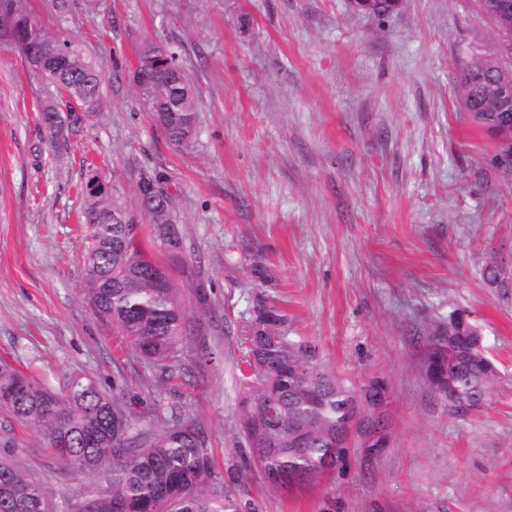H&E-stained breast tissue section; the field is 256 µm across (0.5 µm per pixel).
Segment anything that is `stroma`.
Returning a JSON list of instances; mask_svg holds the SVG:
<instances>
[{"mask_svg": "<svg viewBox=\"0 0 512 512\" xmlns=\"http://www.w3.org/2000/svg\"><path fill=\"white\" fill-rule=\"evenodd\" d=\"M79 39L104 78L97 111L75 110L66 147L51 148L41 107L59 102L0 44V364L50 384L120 383L161 428L171 411L206 438L205 495L242 512H512V287H491L488 261L512 269V181L487 159L493 139L455 92L494 25L473 0H403L370 18L349 0H30ZM182 44L199 96L196 133L169 143L130 79L141 41ZM95 165L112 204L167 272L201 332L159 379L84 290L78 187ZM167 176L180 249L152 240L141 172ZM261 263L268 279L252 273ZM284 309L334 374L386 381V444L350 442L335 473L285 492L241 445L243 355L254 296ZM461 312L499 377L481 407L457 410L427 386L425 323ZM12 433L18 463L76 504L102 478L66 472L41 439Z\"/></svg>", "mask_w": 512, "mask_h": 512, "instance_id": "stroma-1", "label": "stroma"}]
</instances>
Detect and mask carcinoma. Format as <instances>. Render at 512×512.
<instances>
[{"instance_id":"1","label":"carcinoma","mask_w":512,"mask_h":512,"mask_svg":"<svg viewBox=\"0 0 512 512\" xmlns=\"http://www.w3.org/2000/svg\"><path fill=\"white\" fill-rule=\"evenodd\" d=\"M478 0L480 12L497 30L500 41L512 46V24L505 27ZM14 21L15 50L30 61H44V75L58 84L85 112H94L103 79L74 38L52 30L28 0H0V16ZM182 47L147 40L138 52L132 83L143 108L165 138L183 145L195 133L198 95L180 64ZM461 69L457 96L472 123L493 139L507 142L512 133L497 130V106L485 90L488 54L474 47ZM50 145L66 139L70 126L43 124ZM157 170L145 171L138 185L141 209L148 215L155 239L167 234L180 245L170 197L162 190L145 196L144 189L165 182ZM108 191L85 193L88 227L82 262L85 290L95 309L112 320L132 350L159 372L172 371L193 328L167 273L143 251L135 234L132 213L107 202ZM246 337L242 422L257 428L243 433L257 468L276 489L290 474L300 483L316 480L327 466L346 453L336 435L355 411L370 404L372 393L385 388L373 379L356 388L328 371L315 346L288 333V314L260 297L252 302ZM455 313L448 321L428 325L421 336L422 370L432 392H458L477 408L484 390L494 382V362L484 350L460 357L448 344L455 334ZM119 387L104 394L95 382L72 374L54 386L18 369L0 367V410L37 433L45 447L59 455L70 471L103 473L104 486L82 493L74 512H164L175 503L178 512H239L230 497L207 498L199 489L208 470L205 436L180 414L171 412L168 425L155 429L120 402ZM303 431V447L294 443ZM24 452L14 437L0 434V512H58L55 495L24 473L16 458Z\"/></svg>"}]
</instances>
